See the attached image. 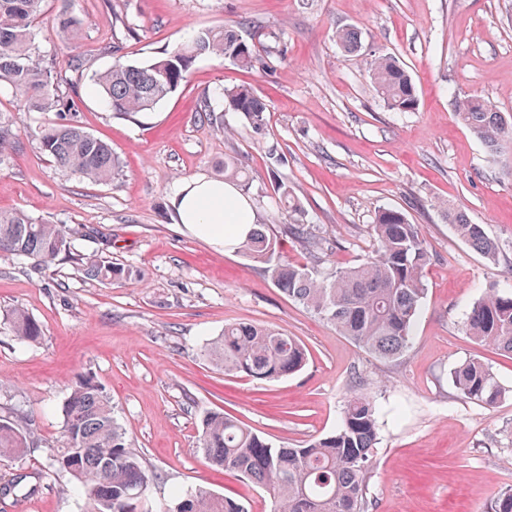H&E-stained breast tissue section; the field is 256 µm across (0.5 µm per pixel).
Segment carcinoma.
Instances as JSON below:
<instances>
[{
	"label": "carcinoma",
	"mask_w": 512,
	"mask_h": 512,
	"mask_svg": "<svg viewBox=\"0 0 512 512\" xmlns=\"http://www.w3.org/2000/svg\"><path fill=\"white\" fill-rule=\"evenodd\" d=\"M43 0H0V84H7L27 112H55L58 121L41 128L39 149L64 177L110 182L120 163L112 146L86 131L69 117L71 104L61 86L73 87L84 77L81 66L68 72L56 68L51 55L36 43L35 23ZM79 20L67 8L57 15L61 43L71 44ZM336 42L347 54L362 49L361 32L354 27L336 31ZM202 55L229 59L251 67L255 47L230 28L201 33L172 52L143 64L116 62L92 75L95 92L105 107L119 115L153 109L186 81L193 62ZM370 79L386 107L412 112L417 91L409 72L390 54L366 57ZM224 100L259 131L266 124L267 105L250 87L224 91ZM459 119L496 153L512 143V115L498 112L485 99L462 95L454 100ZM13 116L0 113V167L7 165L16 144ZM274 192L279 207L293 222L286 234L306 244L312 257L322 253V238L315 225L306 224L302 209L288 186ZM455 234L474 250L495 259L499 245L483 225L473 224L466 212L441 205ZM74 231L63 224L40 222L23 212L0 213V257H14L47 268L64 255L92 280L136 281L142 270L104 261L71 248ZM369 235L370 253L357 265L329 273H314L279 255L277 237L253 229L237 249L266 265L275 285L310 313L336 326L359 347L386 359L400 356L411 343L426 284L424 273L432 253L418 226L404 209L383 207L375 213ZM18 340L36 342L40 325L22 308L10 314ZM464 331L477 342L512 355V288H491L467 313ZM204 355L226 374L259 380L276 379L301 371L307 362L305 347L294 337L272 327L242 323L224 325V331L206 343ZM459 395L487 406L497 404L506 390L488 365L469 359L451 372ZM63 443L55 462L76 480V491L90 504V512H137L132 508L143 496L150 476L142 458L117 422L111 401L92 379L72 389L61 409ZM378 433L375 405L367 398L347 400L336 430L299 448L275 446L237 419L211 412L202 419L200 448L205 459L226 471L241 474L265 489L275 503L274 512H368L367 475ZM28 447L27 433L0 419V456L20 457ZM174 512H246L239 501L219 496L204 487L186 492ZM485 512H512V490L487 504Z\"/></svg>",
	"instance_id": "cac0c4a2"
}]
</instances>
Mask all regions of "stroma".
Instances as JSON below:
<instances>
[{"instance_id": "stroma-1", "label": "stroma", "mask_w": 512, "mask_h": 512, "mask_svg": "<svg viewBox=\"0 0 512 512\" xmlns=\"http://www.w3.org/2000/svg\"><path fill=\"white\" fill-rule=\"evenodd\" d=\"M82 22L76 51L56 34L60 7ZM354 26L364 50L396 55L416 85L412 112L385 107L361 57L345 55L336 31ZM216 27L238 29L259 48L250 69L211 56L148 112L107 111L82 80L67 95L71 113L107 141L120 173L109 184L61 177L36 135L52 112H23L9 89L0 112L13 114L19 145L0 170V211H21L81 229L80 252L140 268L143 282L85 279L65 260L36 271L0 258V418L34 442L20 459L0 457V512H86L74 480L60 469L61 408L92 377L107 393L132 450L153 476L144 512H173L181 494L203 486L273 512L271 497L241 476L211 467L199 447L201 420L221 411L275 444L295 448L335 431L351 392L377 408L378 444L369 468V512H483L512 489V356L466 335L472 302L512 285V148L490 155L457 119L453 100L472 94L512 113V0H45L36 26L42 50L89 71L142 64ZM247 85L269 108L254 132L225 110L200 118L210 99ZM245 166L243 193L260 225L279 236L290 262L332 272L372 248L379 208H404L433 259L409 348L378 358L335 326L288 299L262 264L218 250L180 224L176 188L224 176V159ZM288 184L305 221L324 238L321 262L283 235L287 215L270 205ZM461 207L501 247L489 261L458 239L441 202ZM26 310L38 343L17 340L7 318ZM279 328L306 347L308 361L274 381L227 375L202 350L225 324ZM488 364L506 394L494 406L461 398L451 371L467 359Z\"/></svg>"}]
</instances>
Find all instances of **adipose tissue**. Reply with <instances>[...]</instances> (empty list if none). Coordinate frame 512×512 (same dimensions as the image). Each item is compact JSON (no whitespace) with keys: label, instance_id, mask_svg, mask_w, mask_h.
<instances>
[{"label":"adipose tissue","instance_id":"obj_1","mask_svg":"<svg viewBox=\"0 0 512 512\" xmlns=\"http://www.w3.org/2000/svg\"><path fill=\"white\" fill-rule=\"evenodd\" d=\"M172 205L180 223L223 249L236 246L257 222L252 200L235 184L204 176L180 187Z\"/></svg>","mask_w":512,"mask_h":512}]
</instances>
